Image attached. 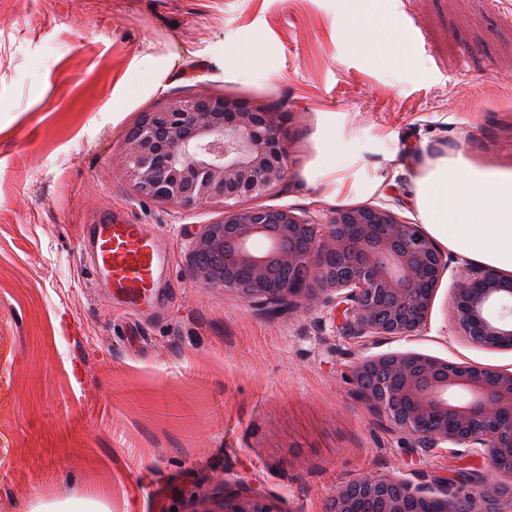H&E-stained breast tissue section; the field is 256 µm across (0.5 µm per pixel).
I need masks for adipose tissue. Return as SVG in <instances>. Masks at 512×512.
Masks as SVG:
<instances>
[{"label":"adipose tissue","instance_id":"obj_1","mask_svg":"<svg viewBox=\"0 0 512 512\" xmlns=\"http://www.w3.org/2000/svg\"><path fill=\"white\" fill-rule=\"evenodd\" d=\"M306 179L330 198H364L382 184L366 171L363 153L383 142L358 143L336 114L322 121ZM411 203L431 237L476 263L512 271V171L477 166L463 151L413 158Z\"/></svg>","mask_w":512,"mask_h":512}]
</instances>
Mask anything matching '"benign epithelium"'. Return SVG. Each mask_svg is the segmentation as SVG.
I'll return each instance as SVG.
<instances>
[{
	"instance_id": "7a95c632",
	"label": "benign epithelium",
	"mask_w": 512,
	"mask_h": 512,
	"mask_svg": "<svg viewBox=\"0 0 512 512\" xmlns=\"http://www.w3.org/2000/svg\"><path fill=\"white\" fill-rule=\"evenodd\" d=\"M288 114L265 102L244 103L229 94H170L142 111L124 139L125 170L133 191L156 204L220 202L223 220L192 238V252L219 253L221 265H195L194 278L236 293L265 310L311 305L321 295L335 303L342 323L361 336H407L422 327L435 286L447 263L417 224L385 208H340L327 230L292 208H241L228 202L277 189L287 173L288 148L281 130ZM272 239L266 252L244 245ZM356 259V274L333 273L329 262ZM301 269L302 284L272 282L273 270ZM238 269L245 282L232 279ZM454 316L481 345L512 349V277L479 269L457 282ZM379 374L385 387L360 391L370 404L386 398L402 407L401 427L423 443L463 446L497 464L512 458V371L451 364L426 355L392 354L360 361L352 376ZM479 489L464 498V512H512V488L467 476ZM457 480L413 484L364 476L340 488L330 512H362L377 499L379 512H433L448 500ZM201 512H278L259 493L226 494L217 508Z\"/></svg>"
}]
</instances>
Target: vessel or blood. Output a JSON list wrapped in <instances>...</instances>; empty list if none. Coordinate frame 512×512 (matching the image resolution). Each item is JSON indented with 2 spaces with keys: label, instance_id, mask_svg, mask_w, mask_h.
Wrapping results in <instances>:
<instances>
[{
  "label": "vessel or blood",
  "instance_id": "obj_1",
  "mask_svg": "<svg viewBox=\"0 0 512 512\" xmlns=\"http://www.w3.org/2000/svg\"><path fill=\"white\" fill-rule=\"evenodd\" d=\"M82 249L92 283L107 293L114 309L144 315L161 309L171 268L150 225L104 208Z\"/></svg>",
  "mask_w": 512,
  "mask_h": 512
}]
</instances>
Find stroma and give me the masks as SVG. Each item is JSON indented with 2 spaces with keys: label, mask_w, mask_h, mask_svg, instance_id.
Returning a JSON list of instances; mask_svg holds the SVG:
<instances>
[{
  "label": "stroma",
  "mask_w": 512,
  "mask_h": 512,
  "mask_svg": "<svg viewBox=\"0 0 512 512\" xmlns=\"http://www.w3.org/2000/svg\"><path fill=\"white\" fill-rule=\"evenodd\" d=\"M344 0H0V512L69 498L108 512H201L259 491L279 512H328L367 474L396 481L483 473L465 449L423 446L357 397L361 360L418 353L512 370V350L475 343L453 317L471 260L448 252L425 325L350 335L333 304L270 312L191 273V238L222 204L139 198L127 128L164 92L144 56H177L166 92L229 93L288 112L284 183L255 206L322 225L348 200L304 177L322 113L343 114L384 178L368 202L410 222L409 148L463 150L512 168V0H359L385 53L353 45ZM254 54L244 73L238 55ZM152 225L170 295L137 323L91 287L80 241L103 208Z\"/></svg>",
  "instance_id": "obj_1"
}]
</instances>
